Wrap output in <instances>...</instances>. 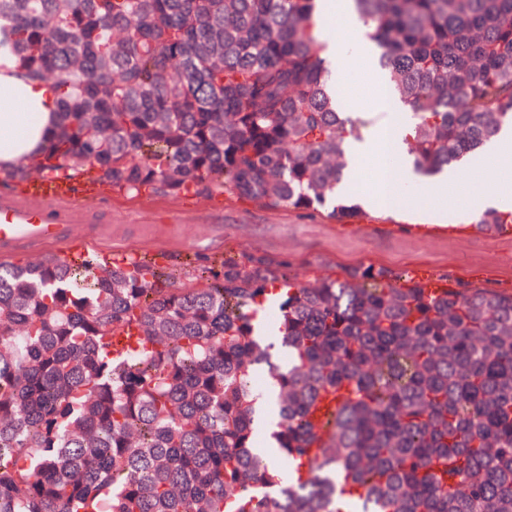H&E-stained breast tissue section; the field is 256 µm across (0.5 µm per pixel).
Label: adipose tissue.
I'll list each match as a JSON object with an SVG mask.
<instances>
[{"instance_id":"ef3b65f1","label":"adipose tissue","mask_w":512,"mask_h":512,"mask_svg":"<svg viewBox=\"0 0 512 512\" xmlns=\"http://www.w3.org/2000/svg\"><path fill=\"white\" fill-rule=\"evenodd\" d=\"M324 10L336 14L339 20L335 32L321 37L337 70H344L349 51L370 55L371 46L347 0H328ZM55 109L50 85L26 81L15 72L0 71V170H10L46 143L55 127ZM407 123L406 113H397L394 119L371 126L362 140L349 143L353 172H360L368 163L374 166L368 188L360 193L361 205L372 210H393L406 188L423 183L428 194L422 208L427 212L450 210L466 220L486 208L512 212V178L505 174L506 168H512V129L502 130L483 150L470 155L464 168H451L425 181L406 161ZM491 172L497 175L491 193L473 196L461 190L462 175Z\"/></svg>"}]
</instances>
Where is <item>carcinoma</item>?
Returning a JSON list of instances; mask_svg holds the SVG:
<instances>
[{"instance_id":"1","label":"carcinoma","mask_w":512,"mask_h":512,"mask_svg":"<svg viewBox=\"0 0 512 512\" xmlns=\"http://www.w3.org/2000/svg\"><path fill=\"white\" fill-rule=\"evenodd\" d=\"M350 2L418 172L512 126V0ZM318 19L317 0H0V57L60 115L7 179L355 216L336 189L369 120L341 111ZM292 279L267 255L177 288L142 262L0 263V512H512V293L429 296L373 265ZM125 327L148 347L115 357ZM259 367L286 479L254 448Z\"/></svg>"}]
</instances>
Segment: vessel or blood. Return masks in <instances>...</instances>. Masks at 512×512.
Instances as JSON below:
<instances>
[{
  "mask_svg": "<svg viewBox=\"0 0 512 512\" xmlns=\"http://www.w3.org/2000/svg\"><path fill=\"white\" fill-rule=\"evenodd\" d=\"M100 185L87 180L82 188L53 174L27 177L21 193L0 195V256L7 258L24 248H54L58 257L76 251L72 228L88 225L86 246H96L101 228L93 224L95 210L90 201Z\"/></svg>",
  "mask_w": 512,
  "mask_h": 512,
  "instance_id": "obj_1",
  "label": "vessel or blood"
}]
</instances>
